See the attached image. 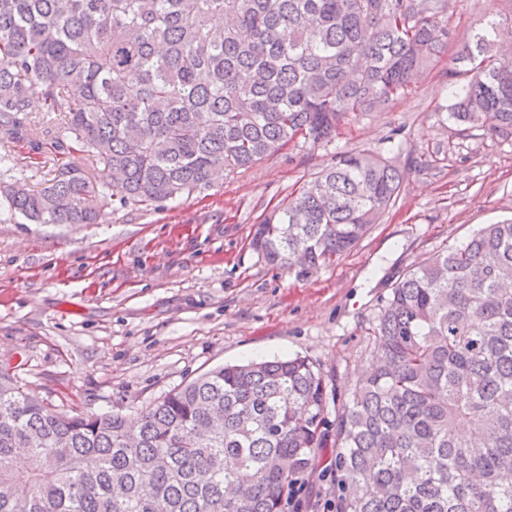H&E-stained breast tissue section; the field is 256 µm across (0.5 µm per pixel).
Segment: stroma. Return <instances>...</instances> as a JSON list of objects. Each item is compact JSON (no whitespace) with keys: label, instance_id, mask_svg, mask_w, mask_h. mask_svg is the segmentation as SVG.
Masks as SVG:
<instances>
[{"label":"stroma","instance_id":"1","mask_svg":"<svg viewBox=\"0 0 512 512\" xmlns=\"http://www.w3.org/2000/svg\"><path fill=\"white\" fill-rule=\"evenodd\" d=\"M496 11L512 0H449L456 42ZM450 59L430 61L387 110L348 117L331 143L288 146L178 200L123 205L98 190L93 224L0 210V370L55 408L133 419L216 366L301 355L325 377L335 418L399 277L480 225L512 220V139L461 136L444 121ZM25 122L38 144L0 133L12 176L34 189L73 169L99 181L104 160L57 146L60 118L41 99ZM391 139L405 187L353 250L300 280L251 249L263 215L337 154Z\"/></svg>","mask_w":512,"mask_h":512}]
</instances>
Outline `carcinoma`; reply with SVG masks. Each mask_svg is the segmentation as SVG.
I'll list each match as a JSON object with an SVG mask.
<instances>
[{
	"instance_id": "1",
	"label": "carcinoma",
	"mask_w": 512,
	"mask_h": 512,
	"mask_svg": "<svg viewBox=\"0 0 512 512\" xmlns=\"http://www.w3.org/2000/svg\"><path fill=\"white\" fill-rule=\"evenodd\" d=\"M448 0H0V133L30 98L64 117L101 186L151 205L291 143L328 144L355 112L412 90L454 39ZM490 15L448 68V122L512 138V60ZM468 76L459 84L455 78ZM390 158L348 151L254 225L252 249L308 278L397 200ZM77 171L0 207L92 224ZM512 221L485 224L391 289L370 371L336 414L308 358L224 365L135 423L56 410L0 371V512H300L333 444L334 512H512ZM23 458L19 470L14 460Z\"/></svg>"
}]
</instances>
